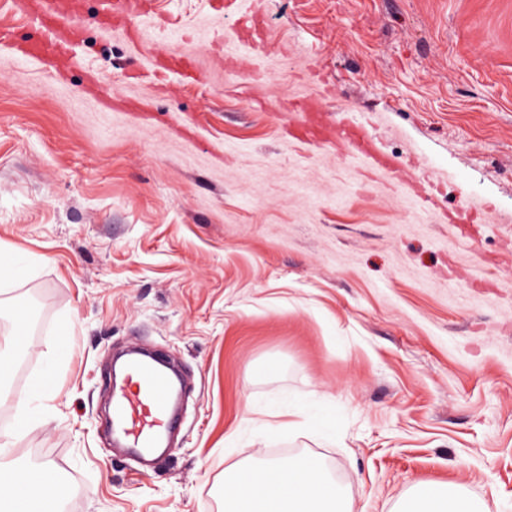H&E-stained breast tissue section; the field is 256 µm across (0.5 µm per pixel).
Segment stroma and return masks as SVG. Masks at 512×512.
<instances>
[{
  "mask_svg": "<svg viewBox=\"0 0 512 512\" xmlns=\"http://www.w3.org/2000/svg\"><path fill=\"white\" fill-rule=\"evenodd\" d=\"M98 9L60 74L18 56L42 32L0 0V241L26 269L0 339L33 314L0 375L7 460L53 467L62 512H224L226 472L292 450L356 512L426 482L512 512V0H151L111 30ZM308 95L397 177L292 138ZM127 98L146 110L101 108ZM132 344L187 380L146 470L105 420Z\"/></svg>",
  "mask_w": 512,
  "mask_h": 512,
  "instance_id": "obj_1",
  "label": "stroma"
}]
</instances>
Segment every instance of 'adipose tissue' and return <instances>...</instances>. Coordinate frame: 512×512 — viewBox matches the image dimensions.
<instances>
[{"label":"adipose tissue","instance_id":"1","mask_svg":"<svg viewBox=\"0 0 512 512\" xmlns=\"http://www.w3.org/2000/svg\"><path fill=\"white\" fill-rule=\"evenodd\" d=\"M24 495L49 504L63 494L55 481L32 483L28 474L0 462V512H16ZM224 512H354L345 488L318 461L303 457L244 463L224 481ZM396 512H490L462 486L425 483L398 503Z\"/></svg>","mask_w":512,"mask_h":512}]
</instances>
